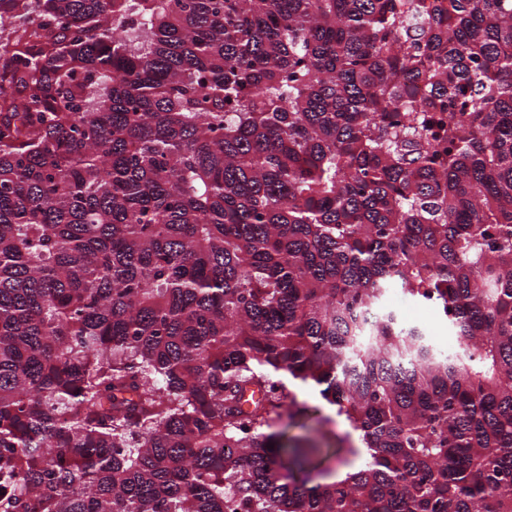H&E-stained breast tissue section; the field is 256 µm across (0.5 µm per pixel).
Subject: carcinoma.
Listing matches in <instances>:
<instances>
[{
    "instance_id": "1",
    "label": "carcinoma",
    "mask_w": 512,
    "mask_h": 512,
    "mask_svg": "<svg viewBox=\"0 0 512 512\" xmlns=\"http://www.w3.org/2000/svg\"><path fill=\"white\" fill-rule=\"evenodd\" d=\"M0 512H512V0H0ZM390 308L400 312L401 320L412 326L422 328L434 348L448 353V344L457 341L448 331V324L437 310H430L404 295L400 289L392 288L387 297ZM293 391L298 400H305L309 406H318L320 408V417L329 415L333 419V423H322L320 422L319 427L305 432L298 428H291L288 432L289 436H307L310 442L315 443L320 448H326L327 444L331 446H337L340 448H346L347 444L342 442L343 434L346 427L339 418H336L334 412H332L325 402L319 397V395L312 389L305 386H294L289 387ZM331 411V412H330Z\"/></svg>"
}]
</instances>
